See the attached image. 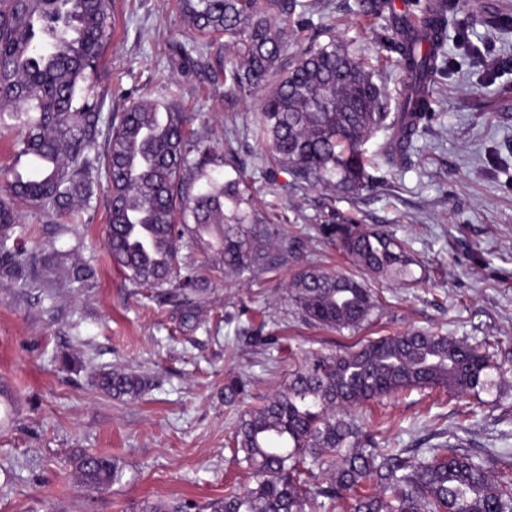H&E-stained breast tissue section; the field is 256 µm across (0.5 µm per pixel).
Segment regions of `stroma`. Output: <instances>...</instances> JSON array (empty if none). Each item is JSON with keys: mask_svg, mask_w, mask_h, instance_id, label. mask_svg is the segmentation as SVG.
Instances as JSON below:
<instances>
[{"mask_svg": "<svg viewBox=\"0 0 512 512\" xmlns=\"http://www.w3.org/2000/svg\"><path fill=\"white\" fill-rule=\"evenodd\" d=\"M472 3L448 21L432 120L402 158L381 167L380 183L356 196L295 187L287 171L267 168L251 133L261 92H227L223 77L181 52L188 36L178 0H113L110 36L89 79L103 120L139 88L172 84L196 138L217 152L235 151L261 207L296 251L238 276L188 243L181 258L200 267L209 285L173 300L166 290L131 285L113 267L105 192L76 224L20 207L15 234L35 265L68 254L96 275L79 288L57 282L23 293L0 284V384L14 401L10 408L0 401V512H134L144 500L201 505L223 497L252 481L229 446L240 413L287 381L292 354L344 351L411 329L489 339L503 369L491 387L463 397L426 389L381 400L362 409L364 422L382 446L424 456L448 440L493 457V474L512 473V27L493 24L512 13V0ZM299 20L282 64L310 42L338 38L396 109L403 75L384 44L385 17L362 13L358 0H316ZM480 52L497 59L494 72L472 66L471 54ZM330 205L406 241L426 272L415 287L369 278L379 315L355 332L305 321L291 299L289 285L305 263L360 274L318 232ZM66 356L73 360L67 369ZM102 368L143 375L152 386L135 401L112 398L93 381ZM230 371L247 383L236 407L224 404ZM83 452L117 460L121 480L86 492L71 464Z\"/></svg>", "mask_w": 512, "mask_h": 512, "instance_id": "stroma-1", "label": "stroma"}]
</instances>
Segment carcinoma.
<instances>
[{"label": "carcinoma", "mask_w": 512, "mask_h": 512, "mask_svg": "<svg viewBox=\"0 0 512 512\" xmlns=\"http://www.w3.org/2000/svg\"><path fill=\"white\" fill-rule=\"evenodd\" d=\"M111 0H0V132L20 129L18 153L36 172L0 180V282L32 288L30 256L13 237L21 203L46 213L89 205L101 181L108 197L109 258L138 288L172 287L170 296L197 294L207 280L183 265L185 240L209 236L224 271L242 275L268 266L279 242L273 221L258 207L249 178L234 156L224 158L194 138L191 118L164 86L151 100L128 101L119 120L97 135L101 113L90 100L96 68L111 28ZM465 0H429L411 25L389 16L388 48L403 73L401 109L390 112L372 73L334 39L312 42L280 68L288 28L301 0H179L188 35L235 48L224 71L229 89L268 80L255 124L268 167L288 171L294 184L333 187L358 195L375 186L379 168L365 145L388 133L384 163L411 147L431 120L441 73L448 14ZM229 167L230 174L221 172ZM321 236L363 272L417 284L418 265L389 232L333 214ZM82 284L94 269L75 261L67 270ZM302 317L336 330L369 321L378 301L350 275L313 264L291 283ZM474 344L427 331L370 340L356 349L305 357L278 391L238 421L231 443L254 485L228 491L208 512H512V478L491 474L487 462L449 442L416 458L406 448H381L356 418L371 401L412 389L442 388L464 396L490 383L497 366ZM114 398L142 397L149 380L118 369L94 374ZM239 376L224 382V404L245 391ZM329 463L330 482H314L313 466ZM78 484L96 492L120 481L116 460L82 453L72 460ZM181 499L144 501L138 512H195Z\"/></svg>", "instance_id": "cac0c4a2"}]
</instances>
